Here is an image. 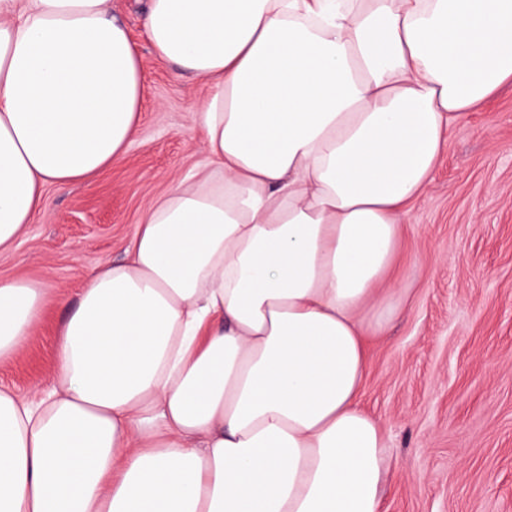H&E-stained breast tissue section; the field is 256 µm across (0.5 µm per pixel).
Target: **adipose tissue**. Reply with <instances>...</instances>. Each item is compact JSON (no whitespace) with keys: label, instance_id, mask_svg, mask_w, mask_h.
<instances>
[{"label":"adipose tissue","instance_id":"adipose-tissue-1","mask_svg":"<svg viewBox=\"0 0 512 512\" xmlns=\"http://www.w3.org/2000/svg\"><path fill=\"white\" fill-rule=\"evenodd\" d=\"M143 27L210 85L205 163L89 276L52 385L0 386V512H382L367 339L451 132L512 82V0H149ZM142 102L109 0H0V250ZM47 295L0 278V364Z\"/></svg>","mask_w":512,"mask_h":512}]
</instances>
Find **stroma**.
<instances>
[{
  "instance_id": "stroma-1",
  "label": "stroma",
  "mask_w": 512,
  "mask_h": 512,
  "mask_svg": "<svg viewBox=\"0 0 512 512\" xmlns=\"http://www.w3.org/2000/svg\"><path fill=\"white\" fill-rule=\"evenodd\" d=\"M147 0H111L142 57L144 100L125 156L88 181L48 187L0 277L49 287L0 384L36 397L56 370L57 331L90 272L120 260L142 212L202 165L195 110L207 84L155 56ZM401 313L371 346L363 403L393 471L383 512H512V85L455 128L403 227Z\"/></svg>"
}]
</instances>
